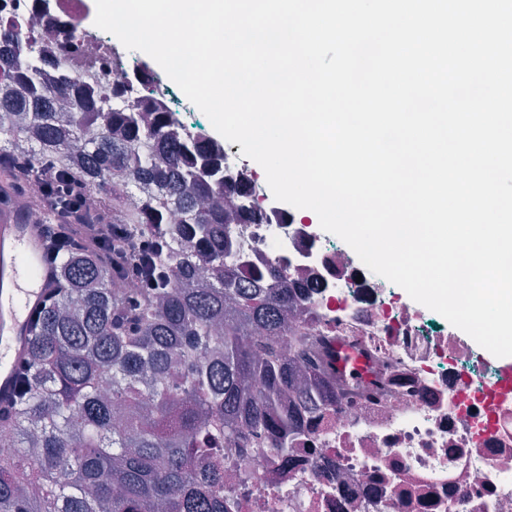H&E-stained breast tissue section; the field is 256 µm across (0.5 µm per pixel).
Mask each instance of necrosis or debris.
Wrapping results in <instances>:
<instances>
[{"label":"necrosis or debris","mask_w":512,"mask_h":512,"mask_svg":"<svg viewBox=\"0 0 512 512\" xmlns=\"http://www.w3.org/2000/svg\"><path fill=\"white\" fill-rule=\"evenodd\" d=\"M84 10V0H58L52 20L30 7L23 27L50 56L71 33L89 60L73 74L108 93L134 61L113 59L111 37L85 36ZM231 230L244 268L278 266L301 287L320 282L292 325L322 345L340 339L359 350L379 388L304 415L289 455L225 445L226 512H512V399L476 375L469 343L428 332L407 305L389 307L359 258L306 225Z\"/></svg>","instance_id":"4bbe7bcc"}]
</instances>
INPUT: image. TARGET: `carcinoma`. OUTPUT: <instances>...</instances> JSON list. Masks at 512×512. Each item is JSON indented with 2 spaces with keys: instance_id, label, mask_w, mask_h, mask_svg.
Instances as JSON below:
<instances>
[{
  "instance_id": "carcinoma-1",
  "label": "carcinoma",
  "mask_w": 512,
  "mask_h": 512,
  "mask_svg": "<svg viewBox=\"0 0 512 512\" xmlns=\"http://www.w3.org/2000/svg\"><path fill=\"white\" fill-rule=\"evenodd\" d=\"M73 55L37 56L16 23L0 28V167L37 188L53 233L84 230L60 237L62 287L0 397V512H226L224 441L288 454L297 416L267 407L299 372L325 406L346 374L377 381L286 330L304 294L276 270H240L229 225L287 215L257 202L253 171L192 135L146 64L110 96L46 83ZM84 195L94 204L73 211Z\"/></svg>"
}]
</instances>
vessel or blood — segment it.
Wrapping results in <instances>:
<instances>
[{"mask_svg": "<svg viewBox=\"0 0 512 512\" xmlns=\"http://www.w3.org/2000/svg\"><path fill=\"white\" fill-rule=\"evenodd\" d=\"M55 285L38 225L23 214L0 212V393L14 381V367L28 344L32 318Z\"/></svg>", "mask_w": 512, "mask_h": 512, "instance_id": "1", "label": "vessel or blood"}]
</instances>
